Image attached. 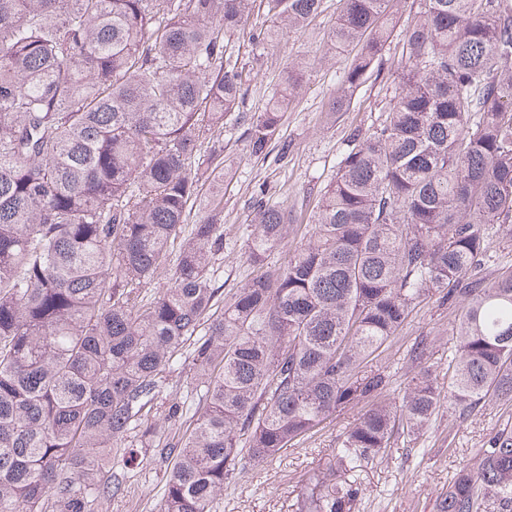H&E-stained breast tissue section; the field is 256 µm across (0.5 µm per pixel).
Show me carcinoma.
I'll return each instance as SVG.
<instances>
[{
    "mask_svg": "<svg viewBox=\"0 0 512 512\" xmlns=\"http://www.w3.org/2000/svg\"><path fill=\"white\" fill-rule=\"evenodd\" d=\"M256 1L290 28L322 7L0 0V512H96L122 490L113 448L127 466L150 449L171 461L160 512H213L225 484L359 405L297 500L352 512L395 429L418 433L444 401L459 419L512 403V267L480 275L490 236H512V0H418L377 126L351 140L307 223L257 200L253 275L223 298L224 117L246 125L251 153L275 142L285 157L277 136L302 78L240 111L225 38ZM389 2L340 0L329 41L350 62L330 111L381 72ZM196 200L209 212L182 238ZM432 298L457 311L448 387L423 336L393 397L381 355ZM183 349L197 410L172 433L148 413ZM478 455L436 512H512V428Z\"/></svg>",
    "mask_w": 512,
    "mask_h": 512,
    "instance_id": "1",
    "label": "carcinoma"
}]
</instances>
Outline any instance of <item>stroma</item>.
Listing matches in <instances>:
<instances>
[{
  "instance_id": "1",
  "label": "stroma",
  "mask_w": 512,
  "mask_h": 512,
  "mask_svg": "<svg viewBox=\"0 0 512 512\" xmlns=\"http://www.w3.org/2000/svg\"><path fill=\"white\" fill-rule=\"evenodd\" d=\"M338 0H323L321 12L301 29L284 32L272 43L254 46L249 34L266 30L271 19L262 9L249 14L245 33L232 40L228 53L236 58L246 76L243 112H261L266 102L282 88L288 71L303 64L305 79L296 90L280 128L281 139L291 144L287 158L278 151L254 156L243 127L225 124L222 135L224 167V263L221 280L225 290H236L252 275L243 254L244 241L254 220L253 205L263 199L268 205L311 209L321 190L333 179L354 130L369 132L380 116L394 87L397 57L387 47L379 76L369 78L357 91L349 111L331 113L346 61L328 45L329 28L336 17ZM453 312L436 303L422 305L404 326L392 349L383 355L395 373L396 387H403L409 374L404 359L421 336H430L429 358L440 382L448 380V355L454 339L450 334ZM198 381L183 357H176L168 388L155 401L150 418L168 423L170 431L185 430L186 421H170L166 415L173 402L195 393ZM357 415L348 409L337 415L314 440L289 448L273 462L251 468L245 477L225 487L216 512H295L297 495L305 479L321 464L336 439ZM512 425V404L486 402L466 419L449 421L447 408L420 433L395 435L388 459L368 464L363 472L365 495L357 512H436L440 493L447 491L456 470L475 466L479 448L503 425ZM167 460L152 450L142 456L137 468L126 470L121 449L112 451V471L123 481L120 494L100 500L97 512H158L166 476Z\"/></svg>"
}]
</instances>
